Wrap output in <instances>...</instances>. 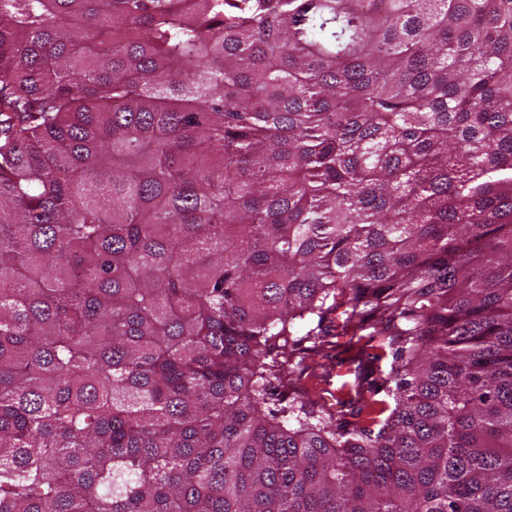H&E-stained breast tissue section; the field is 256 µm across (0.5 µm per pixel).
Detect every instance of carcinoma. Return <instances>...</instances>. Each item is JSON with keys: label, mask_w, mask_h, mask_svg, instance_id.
<instances>
[{"label": "carcinoma", "mask_w": 512, "mask_h": 512, "mask_svg": "<svg viewBox=\"0 0 512 512\" xmlns=\"http://www.w3.org/2000/svg\"><path fill=\"white\" fill-rule=\"evenodd\" d=\"M0 512H512V0H0ZM388 342V336H325V349L326 352H329L333 357L332 362L334 364V368L329 365L330 361L322 360V362H326L328 364V369L332 368L330 372L324 373V369H319L316 371V374L313 375L311 371L308 370L302 378V384L309 389H313L314 386L318 389L320 384L323 383L322 380L327 376H330L331 378L333 372H336V376L331 379L333 381L332 388H338L344 381L352 383L354 381V374L355 371H357L358 365V361L353 362V357L359 347H365L371 354L380 355L378 359L371 361L366 359L363 360L362 368L364 374L378 369L386 371L392 362V353L388 346ZM340 361H342V363L337 364L336 366V363ZM342 371H346L348 374L339 376V373ZM316 375H322V377L314 378ZM331 380L329 379L327 383H324V391L332 392L330 388Z\"/></svg>", "instance_id": "obj_1"}]
</instances>
